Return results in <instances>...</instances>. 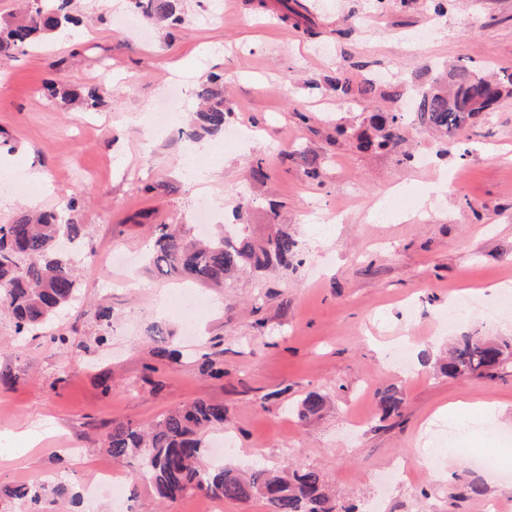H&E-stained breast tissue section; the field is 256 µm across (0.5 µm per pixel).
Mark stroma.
Instances as JSON below:
<instances>
[{
	"instance_id": "obj_1",
	"label": "stroma",
	"mask_w": 512,
	"mask_h": 512,
	"mask_svg": "<svg viewBox=\"0 0 512 512\" xmlns=\"http://www.w3.org/2000/svg\"><path fill=\"white\" fill-rule=\"evenodd\" d=\"M286 6L295 11L288 26L276 20ZM187 7L192 26L153 27L143 46L117 32L109 0H96L81 24L38 51L0 59V163L45 177L29 195L0 192V224L26 208L62 211L77 199L81 250L103 259L80 264L77 299L51 326L69 335L68 348L44 333L15 338L0 316V512H26L7 491L36 480L53 489L44 512H121L107 499L92 508L71 502L93 468L107 466L129 475L130 512H204L201 492L158 503L151 486L133 479L139 461H113L103 442L112 420L147 426L199 398L227 410L223 427L208 433L233 438L225 463L257 457L280 470L312 467L337 500H371L377 512H484L490 501L512 508V478L479 474L467 455L487 447L488 433H471L458 451L448 446L451 418H433L449 403L485 400L501 411L497 428L512 432L511 371L455 380L439 371L449 345L472 330L512 337V310L496 308L512 292V98L463 130L468 146L409 121L399 145L366 153L336 133L360 126V106L324 87L339 68L354 80L384 72L404 91L393 110L405 112L438 69L512 71V0H448L442 15L431 0ZM107 67L112 93L97 111L42 93L52 74L92 85ZM209 75L224 86L230 125L253 132L241 147L225 146L219 134L192 143L177 132ZM173 82L185 91L175 126L153 128L149 113ZM197 144L204 151L194 160ZM296 148L316 159L321 179L305 176L291 156ZM258 155L269 174L262 185L249 179ZM195 163L211 170L208 184L190 179ZM204 192L228 210L251 197L248 234L264 239L278 221L298 240L299 258L220 288L161 275L148 256L155 225L181 224L197 237ZM391 194L404 199L403 209L376 221L379 199ZM327 210L339 216L324 228L318 219ZM420 210L426 219H417ZM187 285L206 304L190 340L161 309L169 292ZM463 287L478 288V299L443 323L451 292ZM101 308L109 321L96 318ZM407 334L414 343L404 371L390 350ZM162 347L180 350V360L158 356ZM211 361L222 378L209 377ZM386 386L402 393L400 416L381 414L376 391ZM311 392L327 406L303 422L290 408ZM425 447L443 475L423 461ZM393 466L407 475L384 484ZM475 477L483 496H452V485Z\"/></svg>"
}]
</instances>
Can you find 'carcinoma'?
I'll use <instances>...</instances> for the list:
<instances>
[{"mask_svg":"<svg viewBox=\"0 0 512 512\" xmlns=\"http://www.w3.org/2000/svg\"><path fill=\"white\" fill-rule=\"evenodd\" d=\"M72 0H22L19 16L0 27V58H11L42 42L76 18L70 13ZM129 8L158 23L187 27L190 14L177 8V0H128ZM216 78L208 77L197 91L201 107L194 113L190 139L206 133L224 131L231 112L224 97L213 88ZM336 93L359 101L377 96L395 100L400 93L379 94L374 79L363 78L352 84L344 72L327 80ZM53 98L84 111L101 105L105 90L99 86L68 88L51 80L45 85ZM512 97V72L493 77L481 75L466 65H454L434 78L429 90L415 102L414 120L448 140L483 112L494 110ZM406 121L403 112L372 110L360 129L353 131L357 148L365 152L393 148L401 141ZM292 156L301 160L307 177L321 176L315 160L296 149ZM272 231L262 241L245 234V225L234 224L216 240L188 241L177 224L155 226L151 254L153 264L167 275H175L213 286L245 269L257 271L275 264L286 266L298 254L299 244L288 230L271 224ZM84 237L83 225L63 212L50 210L22 213L8 224H0V310L7 312L15 334L45 331L61 311L69 306L79 288L70 252L61 251L66 240L76 246ZM512 367V342L495 341L476 333L461 336L448 353L442 374L450 379L463 377L494 378ZM384 416L400 415L401 393L387 387L376 393ZM325 404L317 392L308 393L295 407L301 421L318 415ZM224 405L197 399L188 406L161 416L148 428L131 421H114L103 441L112 458L124 461L141 459V473L161 499L174 500L191 492H202L219 499L264 500L271 512H356L355 507L339 504L325 491L324 480L314 469L276 472L261 461L252 463L250 472L209 459L203 432L224 425ZM12 496L27 500L31 512H40L45 497L42 484H21Z\"/></svg>","mask_w":512,"mask_h":512,"instance_id":"carcinoma-1","label":"carcinoma"}]
</instances>
